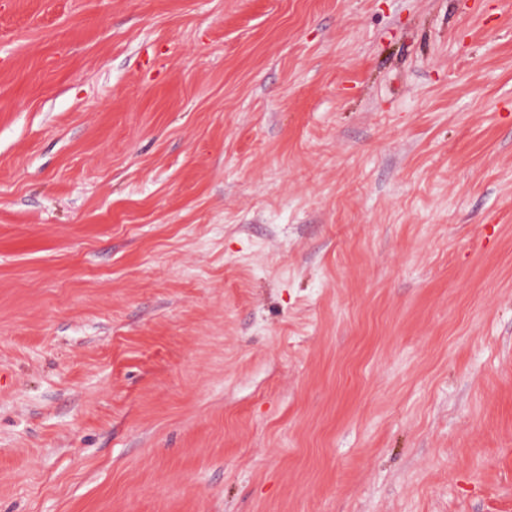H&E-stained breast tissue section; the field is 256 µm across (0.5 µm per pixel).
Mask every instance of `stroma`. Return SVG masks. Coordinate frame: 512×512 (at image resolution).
Here are the masks:
<instances>
[{
  "instance_id": "stroma-1",
  "label": "stroma",
  "mask_w": 512,
  "mask_h": 512,
  "mask_svg": "<svg viewBox=\"0 0 512 512\" xmlns=\"http://www.w3.org/2000/svg\"><path fill=\"white\" fill-rule=\"evenodd\" d=\"M0 512H512V0H0Z\"/></svg>"
}]
</instances>
